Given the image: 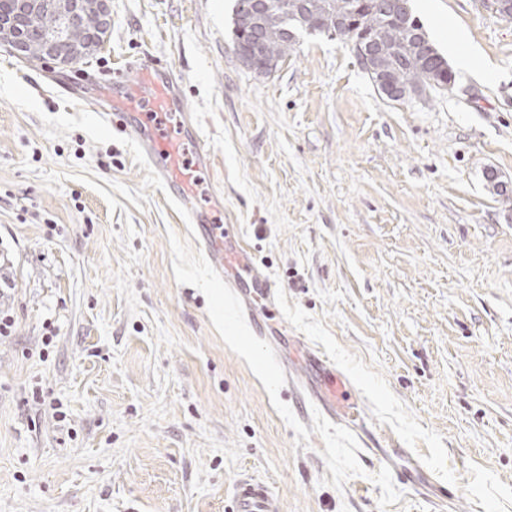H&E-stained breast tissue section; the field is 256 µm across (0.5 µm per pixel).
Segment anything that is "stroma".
Instances as JSON below:
<instances>
[{"instance_id":"35a3bbf8","label":"stroma","mask_w":512,"mask_h":512,"mask_svg":"<svg viewBox=\"0 0 512 512\" xmlns=\"http://www.w3.org/2000/svg\"><path fill=\"white\" fill-rule=\"evenodd\" d=\"M235 0H111L86 63L0 46V512H512V19L412 0L452 93L392 101L346 40L302 35L268 75ZM167 64L211 151L193 188L279 291L267 336L349 376L356 429L280 385L193 225L126 134L111 77ZM212 211V210H211ZM267 339V340H268ZM418 458L403 485L402 458ZM256 39L255 36L252 37V40L248 43L242 42L237 43L236 46V54L242 62L248 64L249 66L255 68L259 66L261 69H273L274 64L269 63L267 61L262 62V57L259 55V41L254 42ZM278 499L269 487L253 478H240L234 488L233 512H279Z\"/></svg>"}]
</instances>
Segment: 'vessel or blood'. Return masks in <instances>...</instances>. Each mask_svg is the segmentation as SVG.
<instances>
[{
	"instance_id": "b4317fda",
	"label": "vessel or blood",
	"mask_w": 512,
	"mask_h": 512,
	"mask_svg": "<svg viewBox=\"0 0 512 512\" xmlns=\"http://www.w3.org/2000/svg\"><path fill=\"white\" fill-rule=\"evenodd\" d=\"M143 88L155 93L160 108L180 113L182 133L186 139L197 144L188 168H181L176 148L163 141L135 109L134 99ZM109 113L119 116L123 129L137 141L143 157L151 162L156 181L171 190L188 222L196 225L214 276L223 280L231 299L239 313L247 317L255 336H263L257 309L275 306L278 293L270 279L251 263L243 245L226 241L224 234L211 224L208 215L194 212L192 208L190 174L209 168L211 154L208 148L196 141L197 119L185 112L184 99L172 70L153 61L120 68L112 81ZM306 373L307 377L301 385L302 395L319 402L330 421L352 425L355 417L350 413V380L337 375L335 366L314 350L308 353ZM234 512H280V508L276 496L264 482L242 478L234 488Z\"/></svg>"
}]
</instances>
